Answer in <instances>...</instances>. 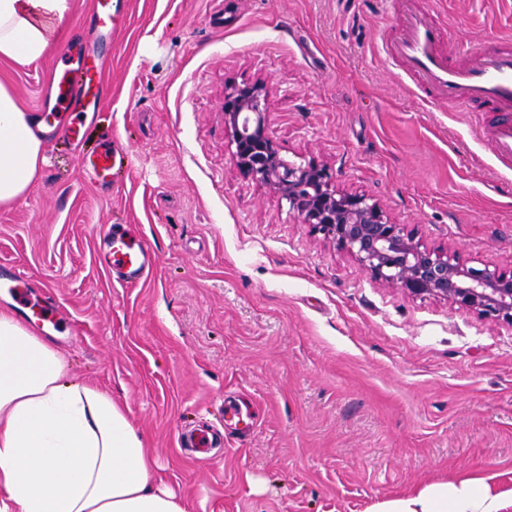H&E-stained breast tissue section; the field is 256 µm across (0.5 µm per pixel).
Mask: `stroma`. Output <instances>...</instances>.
<instances>
[{"mask_svg":"<svg viewBox=\"0 0 512 512\" xmlns=\"http://www.w3.org/2000/svg\"><path fill=\"white\" fill-rule=\"evenodd\" d=\"M92 2L66 31L106 63L102 105L0 209V263L77 323L52 340L149 440L156 482L191 512H370L471 476L511 491L512 325L379 285L243 174L224 136L225 86L263 82L285 160L325 164L429 247L511 271L498 115L423 99L384 58L402 0H114L117 28L94 41L79 25ZM421 2L451 58L512 38V0ZM62 59L0 62V80L35 109ZM105 142L124 161L108 194L79 166ZM104 225L155 252L147 280L113 283ZM197 424L224 432L206 460L177 441Z\"/></svg>","mask_w":512,"mask_h":512,"instance_id":"35a3bbf8","label":"stroma"}]
</instances>
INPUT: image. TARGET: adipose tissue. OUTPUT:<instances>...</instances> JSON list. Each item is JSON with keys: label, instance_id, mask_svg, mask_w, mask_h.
I'll use <instances>...</instances> for the list:
<instances>
[{"label": "adipose tissue", "instance_id": "ef3b65f1", "mask_svg": "<svg viewBox=\"0 0 512 512\" xmlns=\"http://www.w3.org/2000/svg\"><path fill=\"white\" fill-rule=\"evenodd\" d=\"M73 0H0V60L27 66L59 49ZM25 111L0 82V207L23 198L45 162ZM0 512H186L157 485L152 450L109 392L69 379L66 357L0 307ZM373 512H512L486 478L437 482Z\"/></svg>", "mask_w": 512, "mask_h": 512}]
</instances>
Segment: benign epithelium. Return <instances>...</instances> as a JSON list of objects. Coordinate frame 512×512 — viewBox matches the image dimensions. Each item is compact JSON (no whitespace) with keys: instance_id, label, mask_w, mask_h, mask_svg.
I'll return each instance as SVG.
<instances>
[{"instance_id":"obj_1","label":"benign epithelium","mask_w":512,"mask_h":512,"mask_svg":"<svg viewBox=\"0 0 512 512\" xmlns=\"http://www.w3.org/2000/svg\"><path fill=\"white\" fill-rule=\"evenodd\" d=\"M222 112L238 168L288 201L301 223L353 256L376 282L512 326L511 272L474 266L450 248H429L390 222L377 202L337 189L325 165L284 160L269 132L263 84L225 87Z\"/></svg>"}]
</instances>
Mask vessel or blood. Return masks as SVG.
I'll return each instance as SVG.
<instances>
[{
  "label": "vessel or blood",
  "mask_w": 512,
  "mask_h": 512,
  "mask_svg": "<svg viewBox=\"0 0 512 512\" xmlns=\"http://www.w3.org/2000/svg\"><path fill=\"white\" fill-rule=\"evenodd\" d=\"M89 20L103 37L112 35V0H94ZM442 30L429 14L407 9L398 35L383 47L385 55L399 62L427 95L457 107L479 105L499 113L490 130L494 155L512 168V47L490 43L470 51L466 64L451 62L441 49ZM67 66L53 70L48 99L40 108L45 135H52L62 117H69V132L80 136L83 122L101 100L100 69L89 47L71 43L65 51ZM111 148L82 159L80 169L93 185L112 187ZM100 243L115 279L128 285L140 282L156 263L155 254L126 231L102 230ZM0 292L10 295L39 322L60 329L63 318L54 304L33 298L26 274L12 265H0Z\"/></svg>",
  "instance_id": "1"
}]
</instances>
